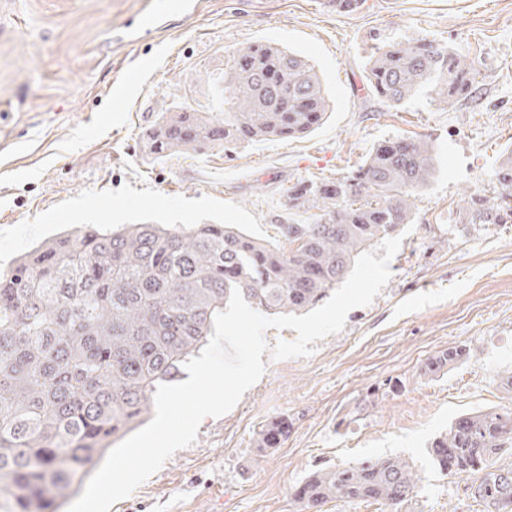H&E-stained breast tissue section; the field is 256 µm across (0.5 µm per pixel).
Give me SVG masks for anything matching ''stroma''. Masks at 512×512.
Wrapping results in <instances>:
<instances>
[{
  "instance_id": "obj_1",
  "label": "stroma",
  "mask_w": 512,
  "mask_h": 512,
  "mask_svg": "<svg viewBox=\"0 0 512 512\" xmlns=\"http://www.w3.org/2000/svg\"><path fill=\"white\" fill-rule=\"evenodd\" d=\"M378 29L448 45L475 69L473 97L394 107L371 92ZM271 40L314 65L333 110L301 138L156 161L157 112L207 110L243 45ZM430 137L436 171L400 225L391 278L306 358L266 370L228 413L205 419L110 512H300L312 472L384 455L422 477L411 512H483L471 479L439 472L431 441L459 414L512 405V224H466L512 147V0H0V264L74 224H236L277 243L297 182L340 177L377 143ZM465 344L448 373L421 374ZM287 417L281 448L255 432ZM468 357L469 352L465 345L452 346L426 358L420 366V371L424 376L444 374Z\"/></svg>"
}]
</instances>
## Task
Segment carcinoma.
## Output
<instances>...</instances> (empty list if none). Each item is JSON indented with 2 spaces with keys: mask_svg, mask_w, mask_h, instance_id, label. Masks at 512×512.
Returning <instances> with one entry per match:
<instances>
[{
  "mask_svg": "<svg viewBox=\"0 0 512 512\" xmlns=\"http://www.w3.org/2000/svg\"><path fill=\"white\" fill-rule=\"evenodd\" d=\"M367 52L370 87L392 106L425 92L448 103L474 91V70L446 45L377 33ZM224 113L168 109L147 134L155 159L226 150L314 131L330 111L314 65L265 42L239 48L220 88ZM433 145L378 143L348 175L288 189L284 242L234 224H84L0 269V512H56L115 440L146 414L156 388L176 380L213 333L232 289L269 314L307 311L347 277L358 255L407 224L412 198L435 172ZM497 195L471 199L469 224H512V155L491 178ZM469 357L460 344L426 358L425 376ZM288 418L259 427L263 456L288 439ZM512 406L465 413L437 436L440 471L473 479L484 512L512 504ZM421 476L385 455L310 474L296 489L303 512L333 500L379 502L402 512Z\"/></svg>",
  "mask_w": 512,
  "mask_h": 512,
  "instance_id": "obj_1",
  "label": "carcinoma"
}]
</instances>
